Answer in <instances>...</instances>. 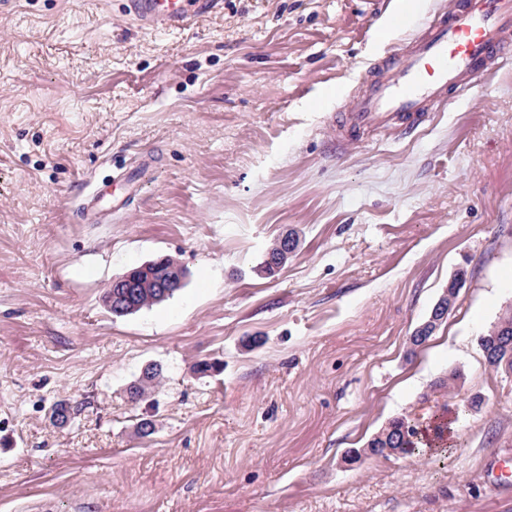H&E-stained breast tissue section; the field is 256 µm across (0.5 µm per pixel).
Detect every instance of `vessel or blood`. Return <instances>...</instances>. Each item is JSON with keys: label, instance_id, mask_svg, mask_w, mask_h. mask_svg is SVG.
<instances>
[{"label": "vessel or blood", "instance_id": "1", "mask_svg": "<svg viewBox=\"0 0 512 512\" xmlns=\"http://www.w3.org/2000/svg\"><path fill=\"white\" fill-rule=\"evenodd\" d=\"M127 10L150 30L187 27L216 10L222 0H126ZM415 24L413 13L399 8L385 28ZM512 58V0H454L412 39L404 52L380 62L366 77L368 90L350 112L342 114L338 132L345 138L363 131L394 129L408 134L457 92L481 87Z\"/></svg>", "mask_w": 512, "mask_h": 512}]
</instances>
